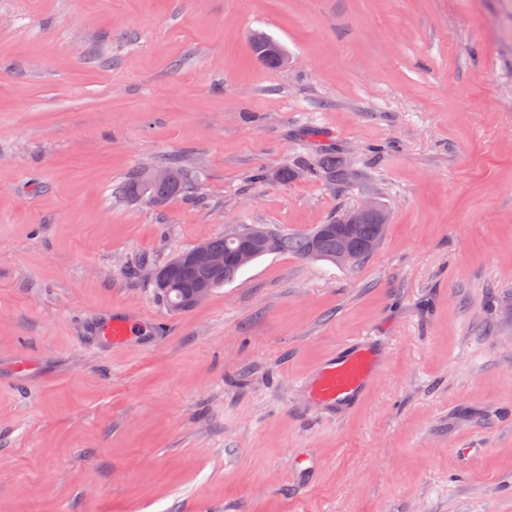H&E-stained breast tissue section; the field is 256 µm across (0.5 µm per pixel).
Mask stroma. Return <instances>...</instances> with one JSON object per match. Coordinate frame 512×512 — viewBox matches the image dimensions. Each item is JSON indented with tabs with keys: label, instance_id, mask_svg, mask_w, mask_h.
Returning <instances> with one entry per match:
<instances>
[{
	"label": "stroma",
	"instance_id": "stroma-1",
	"mask_svg": "<svg viewBox=\"0 0 512 512\" xmlns=\"http://www.w3.org/2000/svg\"><path fill=\"white\" fill-rule=\"evenodd\" d=\"M325 149L352 182L253 177ZM163 162L190 194L113 195ZM369 200L359 265L156 292ZM353 344L381 371L340 413L308 384ZM0 512H512V0H0ZM348 211L336 216V219L329 221L328 224H320L312 233L288 234L271 229L274 241L271 249L258 250L269 243V233L262 225L249 228L239 246V236L245 230L207 240L206 242L211 248L223 252L224 255L211 251L203 243L196 245L189 251L177 254L165 269L155 272L154 277L160 288L165 289L159 288V291L164 295L168 306L173 308V305L179 301L178 295L181 294V287L190 286L202 280H208L211 284L203 281L191 287L178 304V309L195 308L211 295L214 288H218L224 282L232 280L239 270L252 263L253 259L257 260L267 254L285 251H291L300 258H316L330 262H332V258L336 255L334 259L336 264L350 265L355 261L356 257L349 242L355 232V225L357 224L354 244L356 248L361 250L363 245L373 238L380 237V242L382 241L386 233L388 217L382 206L375 201H370L354 209L353 211L356 213H373L377 218L378 224L368 214L360 215L357 223L354 224L356 214L349 215L344 220V224H347V226L344 229L346 241L343 245V240L336 226L341 224ZM380 224H385L382 231H380ZM377 245L378 239L372 240L368 245V250H374ZM237 246L238 249L234 258V251ZM235 260L241 267L237 266ZM186 265L192 266L180 269L176 273L175 279H173L174 286L171 290H166L170 284L171 271ZM223 267L224 269L218 273L209 271H218ZM95 334L106 342L118 344L126 341L130 336H132L133 326L127 319L112 320V322L106 323L95 329Z\"/></svg>",
	"mask_w": 512,
	"mask_h": 512
}]
</instances>
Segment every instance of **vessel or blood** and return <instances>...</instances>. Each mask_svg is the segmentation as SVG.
Wrapping results in <instances>:
<instances>
[{
  "label": "vessel or blood",
  "mask_w": 512,
  "mask_h": 512,
  "mask_svg": "<svg viewBox=\"0 0 512 512\" xmlns=\"http://www.w3.org/2000/svg\"><path fill=\"white\" fill-rule=\"evenodd\" d=\"M96 336L118 344L133 334L129 320H115L98 327ZM376 371V360L366 350L349 352L326 364L310 389L312 397L326 404H343L353 400L365 388L368 379Z\"/></svg>",
  "instance_id": "obj_1"
}]
</instances>
